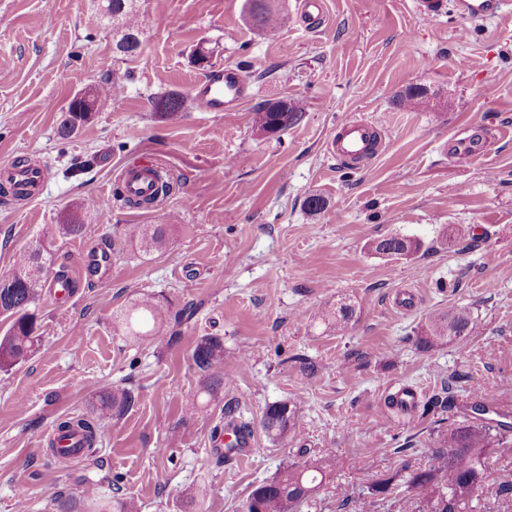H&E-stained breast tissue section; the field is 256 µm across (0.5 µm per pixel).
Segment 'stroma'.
<instances>
[{
    "label": "stroma",
    "mask_w": 512,
    "mask_h": 512,
    "mask_svg": "<svg viewBox=\"0 0 512 512\" xmlns=\"http://www.w3.org/2000/svg\"><path fill=\"white\" fill-rule=\"evenodd\" d=\"M430 19L412 0H325V19L304 25L298 0H278L269 36L247 19L246 0H139L141 51H114L112 26L94 22L100 0H0V162L28 160L46 172L39 200L0 198V274L46 229L79 215L85 230L55 237L53 272L74 290L58 308L50 288L34 304L41 340L20 365L0 372V512H52L49 494L113 493L138 512H183L206 483L204 512H235L252 487L286 465L333 449V476L300 512H351L386 479L373 512H398L408 471L428 466L434 429L464 421L473 403L512 424V15L459 35L456 0ZM210 60H194L198 46ZM243 71L250 98L236 111H188L176 121L153 107L155 93L190 95L220 66ZM120 93L68 139L56 129L86 88ZM425 98L400 104L406 88ZM300 102V120L260 137L267 101ZM352 114L375 123L380 154L363 167L327 151L336 123ZM485 142L476 158L449 152L461 132ZM151 160L172 191L159 209L113 196L117 172ZM325 199L306 210L307 197ZM168 224L165 250L135 244L112 257V276L91 277L86 251L113 227ZM465 225L456 246L436 241ZM421 250L394 259L369 251L390 235ZM143 296L168 300L191 318L162 325L157 338L128 335L120 315ZM352 306L339 333L308 314ZM470 310L478 331L426 352L417 339L433 315ZM204 336L224 339L231 377L207 401L192 351ZM316 367L300 374L295 357ZM134 394L104 422L98 451L61 466L46 453L57 419L89 412L94 392ZM410 387L414 413L390 396ZM300 400L288 447L259 426L266 407ZM249 423L252 456L217 459L209 447L226 407ZM486 483L460 512H512V456L488 455Z\"/></svg>",
    "instance_id": "obj_1"
}]
</instances>
